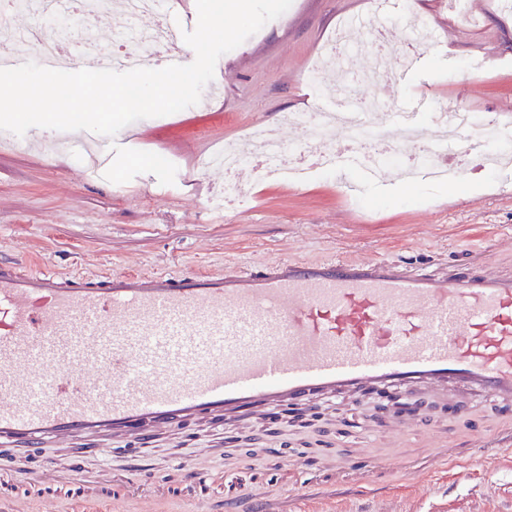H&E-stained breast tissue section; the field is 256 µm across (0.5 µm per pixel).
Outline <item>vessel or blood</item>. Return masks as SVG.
I'll list each match as a JSON object with an SVG mask.
<instances>
[{
    "label": "vessel or blood",
    "instance_id": "b4317fda",
    "mask_svg": "<svg viewBox=\"0 0 512 512\" xmlns=\"http://www.w3.org/2000/svg\"><path fill=\"white\" fill-rule=\"evenodd\" d=\"M495 128L455 136L420 134L439 165L486 169ZM339 175L361 165L356 142L331 147ZM460 388L512 409V271L426 272L379 258L280 259L219 273L113 271L89 278L21 269L0 260V446L32 466L0 470V485L26 491L0 512H207L211 454L197 450L143 483L129 463L123 492H86L85 470H61L54 448L98 460L119 442L144 446L193 421L211 423L262 405L306 406L368 390L441 397ZM412 413L383 432L406 436ZM451 448L392 468L422 484L459 461ZM336 479L368 484L375 464L337 458ZM240 512H287L253 503L239 485Z\"/></svg>",
    "mask_w": 512,
    "mask_h": 512
}]
</instances>
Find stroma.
I'll return each mask as SVG.
<instances>
[{"mask_svg":"<svg viewBox=\"0 0 512 512\" xmlns=\"http://www.w3.org/2000/svg\"><path fill=\"white\" fill-rule=\"evenodd\" d=\"M370 0H292L290 8L235 49L223 54L216 85L205 86L194 109L224 118L203 125L189 156L214 155L224 143L249 147L253 123L275 125L282 113L302 112L339 86L338 68H321L317 83L305 74L343 18L368 15ZM512 10L497 0H474L472 14L448 17L438 0H411L388 15L387 39L404 38L407 22L434 26L438 45L423 48L419 65L400 77L363 87L364 95L394 107L418 100L443 108L453 102L473 112L512 113ZM158 140L118 144L107 169L91 170L77 149L65 157L33 141L28 151H0V258L62 273L109 271H218L225 263L259 265L281 257L315 259L389 257L441 269H467L471 252L483 266L512 270V179L479 171L462 182H389L360 187L349 201L348 181L328 173L301 184L265 180L258 168H240L236 181L250 201L241 210L214 207L225 186L222 169H187L184 158L162 155ZM188 156V157H189ZM467 416L443 402L391 393L361 396L326 410L290 411L257 423L252 413L224 427L213 457L217 499L237 485L263 478L264 490L295 494L296 512H512V452L472 448L471 460L411 487L393 482L382 464L395 457L422 459L433 452L423 434L395 438L374 430L416 408L447 435L454 448L469 446L475 430L512 437V418L471 397ZM209 432L184 427L179 439L147 448L143 481H152L175 458L208 444ZM470 447V446H469ZM305 452L312 468L284 471L277 456ZM353 452L380 462L365 487L336 485L328 463Z\"/></svg>","mask_w":512,"mask_h":512,"instance_id":"obj_1","label":"stroma"}]
</instances>
